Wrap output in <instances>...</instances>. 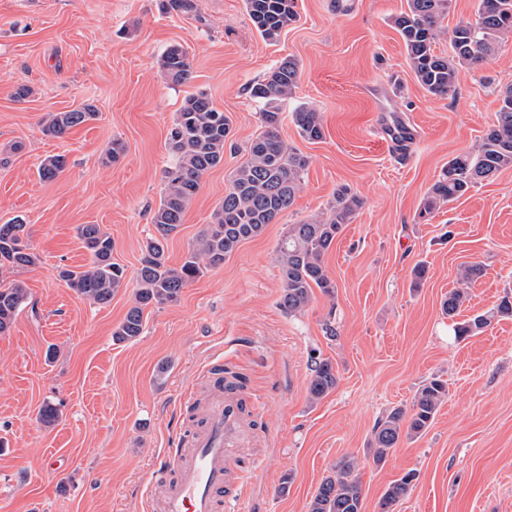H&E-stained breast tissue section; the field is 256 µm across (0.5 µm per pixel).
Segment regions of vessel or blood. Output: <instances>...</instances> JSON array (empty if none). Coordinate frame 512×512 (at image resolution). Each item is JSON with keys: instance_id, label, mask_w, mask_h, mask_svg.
Listing matches in <instances>:
<instances>
[{"instance_id": "obj_1", "label": "vessel or blood", "mask_w": 512, "mask_h": 512, "mask_svg": "<svg viewBox=\"0 0 512 512\" xmlns=\"http://www.w3.org/2000/svg\"><path fill=\"white\" fill-rule=\"evenodd\" d=\"M205 374L209 390L196 427L154 472L151 486L159 497L152 512H242L239 448L252 423V405L225 389L217 365Z\"/></svg>"}]
</instances>
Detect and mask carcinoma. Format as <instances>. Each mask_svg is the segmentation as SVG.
<instances>
[{
    "instance_id": "obj_1",
    "label": "carcinoma",
    "mask_w": 512,
    "mask_h": 512,
    "mask_svg": "<svg viewBox=\"0 0 512 512\" xmlns=\"http://www.w3.org/2000/svg\"><path fill=\"white\" fill-rule=\"evenodd\" d=\"M451 0H407L408 9L393 19L407 53L409 66L418 83L430 94L446 95L456 87L460 68L489 61L497 47L512 39V0H478L476 23L458 24L450 36L451 51L435 53L433 45L441 33V20L448 14ZM252 26L267 42H275L282 31L296 22V0H245ZM160 71L172 83L181 85L192 75L188 52L178 45L168 47L159 59ZM299 77V62L283 58L268 75L250 87V95L261 107L262 131L247 147L248 159L236 169L230 189L214 212L213 222L199 236L183 263L167 265L164 243L183 224L184 213L196 196L203 176L224 163V149L230 135L229 119L214 108L204 92L189 95L168 131V150L173 158L166 170L160 203L151 223L156 235L145 246L140 268L135 275L134 302L112 332L115 342H130L143 332L146 308L178 300L182 289L211 267L224 262L244 241L259 236L293 204L300 190L308 159L288 147L280 134L282 104L293 96ZM97 110L89 104L81 110L55 112L43 126L46 135L61 138L72 128L95 119ZM300 135L308 140L323 138L320 113L303 106L292 113ZM67 167L63 155L46 159L39 168L45 181L54 180ZM512 168V87L500 94L498 123L484 134L477 151L459 154L448 161L423 203L419 216L425 217L437 205L463 196L480 181ZM362 201L343 187L322 219L288 225L278 252L280 307L297 315L308 307L314 289L327 296L335 284L323 262L344 225L350 223ZM90 264L77 270L64 269L60 277L80 297L95 304H107L126 286L125 269L112 262V238L98 224H83L78 229ZM25 225L13 221L0 224V270L17 271L36 264L37 255L24 241ZM480 274L475 265L463 267L458 286L448 292L442 304L449 318L458 315L469 299V285ZM28 298L27 289L16 280L0 283V334L9 331L15 316ZM512 316V300L504 298L496 312L477 315L453 325L459 340L485 330L495 315ZM311 373L307 392L318 401L334 390L339 377L333 363L321 356L310 357ZM446 383L432 377L418 388L412 411L394 408L378 421L372 441L373 461L382 463L402 437L422 434L432 424L447 396ZM415 479L409 472L388 487L382 512L404 498ZM308 512H363V499L357 466L349 460L339 462L322 479L308 503Z\"/></svg>"
}]
</instances>
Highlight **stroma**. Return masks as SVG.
<instances>
[{
    "instance_id": "35a3bbf8",
    "label": "stroma",
    "mask_w": 512,
    "mask_h": 512,
    "mask_svg": "<svg viewBox=\"0 0 512 512\" xmlns=\"http://www.w3.org/2000/svg\"><path fill=\"white\" fill-rule=\"evenodd\" d=\"M192 4L176 12L162 0H0V224L21 219L38 256L14 274L28 300L0 335V512H149L154 469L219 357L247 377L244 395L256 402L245 451L260 468L239 474L247 512H307L345 458L358 464L364 512H380L385 490L408 472L416 478L393 512H512V316L459 342L442 310L463 263L482 273L461 318L512 296V169L419 215L449 159L476 151L495 123L498 92L512 85V40L434 96L392 25L407 0H297V22L273 44L244 0ZM172 45L192 60L182 85L159 70ZM289 55L300 73L280 134L309 160L292 206L177 302L147 308L136 340L113 342L132 287L97 305L58 276L89 261L80 225H100L113 261L135 275L172 161L168 129L186 96L207 93L237 148L204 175L165 244L168 265L180 266L261 131L250 86ZM21 84L31 93L18 99ZM90 102L94 121L61 138L44 134L49 113ZM301 106L320 113L323 139L300 135L291 114ZM397 121L413 131L404 150L384 135ZM115 139L125 152L105 163ZM57 154L65 171L41 180L40 164ZM342 186L363 205L324 257L336 294L315 292L304 313L288 315L278 305L277 249L289 225L325 213ZM315 352L339 376L317 402L307 392ZM430 377L448 385L433 423L375 463L378 421L410 408ZM48 402L59 410L52 425L40 419Z\"/></svg>"
}]
</instances>
